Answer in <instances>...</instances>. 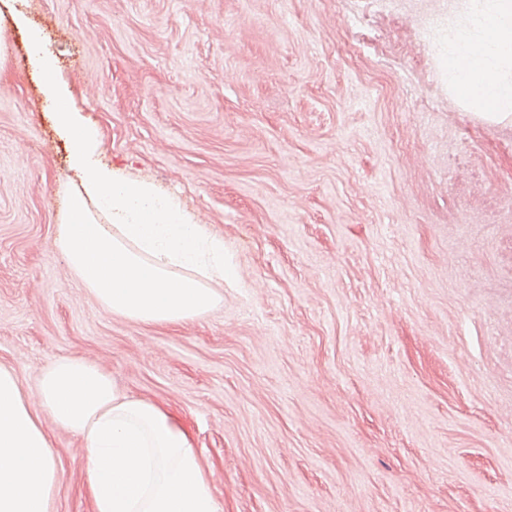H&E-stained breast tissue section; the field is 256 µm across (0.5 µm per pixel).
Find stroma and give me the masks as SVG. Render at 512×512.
Wrapping results in <instances>:
<instances>
[{"mask_svg":"<svg viewBox=\"0 0 512 512\" xmlns=\"http://www.w3.org/2000/svg\"><path fill=\"white\" fill-rule=\"evenodd\" d=\"M24 0L0 66V363L61 357L167 404L223 512H512V120L448 91L464 0ZM103 162L224 239L222 301L106 313L56 246L69 144L29 29ZM53 512H89L45 422Z\"/></svg>","mask_w":512,"mask_h":512,"instance_id":"stroma-1","label":"stroma"}]
</instances>
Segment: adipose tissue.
I'll list each match as a JSON object with an SVG mask.
<instances>
[{
    "mask_svg": "<svg viewBox=\"0 0 512 512\" xmlns=\"http://www.w3.org/2000/svg\"><path fill=\"white\" fill-rule=\"evenodd\" d=\"M30 51L71 145L56 245L78 283L107 313L135 323L200 318L222 299L223 238L175 197L103 163L98 129L59 92L38 35ZM448 88L485 118L512 116V0H468L448 35ZM47 417L81 440L91 512H220L180 419L121 394L108 372L81 357L54 361L29 393L0 364V512H51L60 473Z\"/></svg>",
    "mask_w": 512,
    "mask_h": 512,
    "instance_id": "obj_1",
    "label": "adipose tissue"
}]
</instances>
